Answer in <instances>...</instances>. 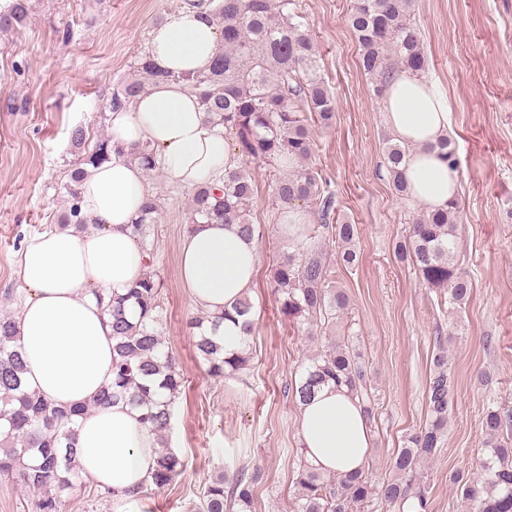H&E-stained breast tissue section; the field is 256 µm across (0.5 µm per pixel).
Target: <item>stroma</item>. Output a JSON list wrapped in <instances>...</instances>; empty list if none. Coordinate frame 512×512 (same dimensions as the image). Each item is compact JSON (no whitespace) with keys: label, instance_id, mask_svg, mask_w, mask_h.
<instances>
[{"label":"stroma","instance_id":"1","mask_svg":"<svg viewBox=\"0 0 512 512\" xmlns=\"http://www.w3.org/2000/svg\"><path fill=\"white\" fill-rule=\"evenodd\" d=\"M183 2L30 0L26 20L0 33V311L18 312L25 287L16 259L66 205L77 161L72 129L84 128L91 143L106 132L117 82L148 51L151 28ZM296 4L336 107L332 126L314 131L310 164L340 217L359 231L356 265L334 264L331 278L350 297L348 343L363 355L375 399L366 467L388 477L397 448L424 424L433 357L446 348L454 391L443 441L423 467L427 512H466L448 476L470 472L481 455L486 410L512 409V0H413L410 10L428 57L424 77L451 102L461 182L456 262L473 286L457 310L394 255L419 204L395 192L384 168L394 138L345 21L352 0ZM250 170L251 218L265 235L250 294L251 362L231 378L211 376L199 358L190 328L196 311L179 277L192 192L161 171L149 177L161 209L145 244L164 280L159 331L186 380L170 430L186 470L142 497L139 512H188L205 482L243 463L262 471L252 512H291L300 407L290 388L325 335L281 311L270 269L286 249L277 232L284 207L272 194V166L254 161ZM482 373L488 384H480Z\"/></svg>","mask_w":512,"mask_h":512}]
</instances>
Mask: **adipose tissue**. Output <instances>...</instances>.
I'll return each instance as SVG.
<instances>
[{"instance_id": "ef3b65f1", "label": "adipose tissue", "mask_w": 512, "mask_h": 512, "mask_svg": "<svg viewBox=\"0 0 512 512\" xmlns=\"http://www.w3.org/2000/svg\"><path fill=\"white\" fill-rule=\"evenodd\" d=\"M220 46L217 24L188 6L152 28L150 58L166 77L108 110L114 154L86 169L77 199L84 228L34 236L17 259L28 292L15 316L25 385L55 406H86L77 420V466L83 477L113 490V512H138L160 436L142 423L138 409L94 403L112 382V315L98 295H125L148 271L145 245L130 230L152 193L141 148H152L162 171L187 189L218 183L239 164L223 128L202 112L196 92L176 79L204 68ZM384 104L386 127L408 153L412 198L433 209L446 206L459 187L457 172L434 148L448 135L447 96L401 70L388 81ZM259 262L257 239L236 224L190 225L179 247L182 285L210 316H222L249 296ZM298 438L309 463L334 474L362 468L371 445L357 398L332 385L301 405Z\"/></svg>"}]
</instances>
